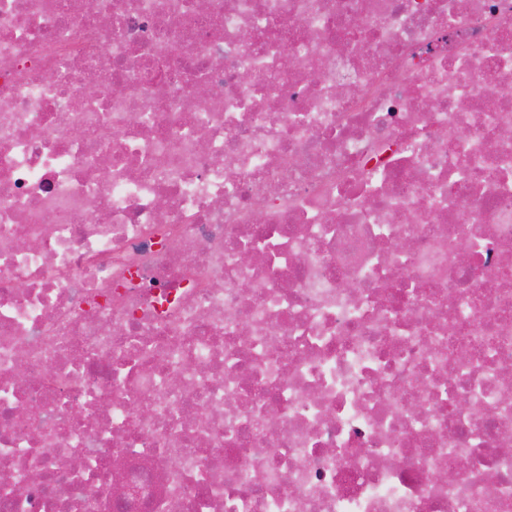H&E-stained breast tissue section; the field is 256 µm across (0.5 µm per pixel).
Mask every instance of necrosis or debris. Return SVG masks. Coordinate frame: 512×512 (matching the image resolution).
Segmentation results:
<instances>
[{"label":"necrosis or debris","mask_w":512,"mask_h":512,"mask_svg":"<svg viewBox=\"0 0 512 512\" xmlns=\"http://www.w3.org/2000/svg\"><path fill=\"white\" fill-rule=\"evenodd\" d=\"M508 117L512 0H0V512H512Z\"/></svg>","instance_id":"1"}]
</instances>
